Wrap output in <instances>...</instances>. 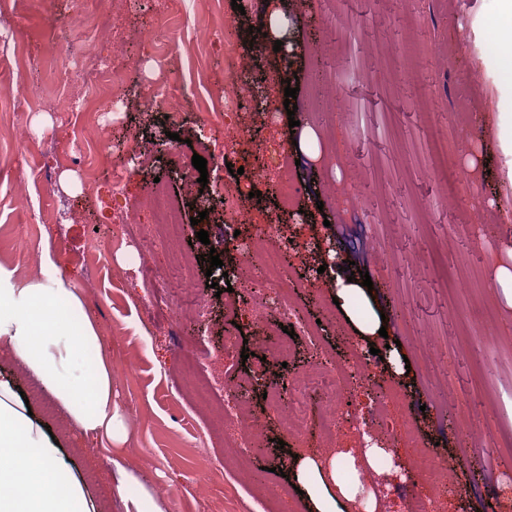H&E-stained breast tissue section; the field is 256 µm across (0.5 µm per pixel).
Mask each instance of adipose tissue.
Wrapping results in <instances>:
<instances>
[{
    "label": "adipose tissue",
    "mask_w": 512,
    "mask_h": 512,
    "mask_svg": "<svg viewBox=\"0 0 512 512\" xmlns=\"http://www.w3.org/2000/svg\"><path fill=\"white\" fill-rule=\"evenodd\" d=\"M43 276L18 279L0 265V344L9 368L0 369V512H93L86 488L36 416L30 415L14 380L23 368L84 435L121 444L127 439L118 405L112 400V367L97 325L81 294L49 255ZM334 299L361 337L377 336L380 315L359 280L337 276ZM381 450L341 451L322 459L303 456L293 471L312 512H349L362 486L345 480L349 462L373 466ZM112 494L119 512H164V501L139 471L117 464Z\"/></svg>",
    "instance_id": "ef3b65f1"
}]
</instances>
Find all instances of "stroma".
<instances>
[{
  "mask_svg": "<svg viewBox=\"0 0 512 512\" xmlns=\"http://www.w3.org/2000/svg\"><path fill=\"white\" fill-rule=\"evenodd\" d=\"M84 7L83 0H13L0 9V101L8 106L0 114V263L18 277L35 278L46 252L81 289L112 365L114 399L129 423L127 466L155 484L165 512H262L271 488L287 489L290 512H310L307 496L293 490L289 475L299 445L285 436L277 413L256 393L252 407L272 444L251 459V481H241V468L231 458L205 490L197 488L198 473L210 461L202 443L224 433L223 400L212 401L208 414L198 412L199 364L241 382L259 369L277 379L306 367L313 352L301 339L287 365L260 360L267 331L283 321L275 310L260 322L241 315L244 349L224 351V301L209 286L208 255L219 249L227 266L245 258L235 247L221 245L223 200L214 198L207 216H200L182 170L191 166L201 143L223 136L222 124H205L200 115L224 103L229 51L265 89L276 118L266 124L240 109L250 136L230 156V168L209 170L208 180L242 186L240 207L252 217L245 233L262 234L270 223L285 225L294 276L307 274L316 258L313 246L323 240L338 258L369 273L373 305L388 320L387 342L399 344L409 374L388 373L369 346H358L344 319L324 332L322 343L340 359L361 350L387 393L404 396L392 420L412 425L419 441L394 438L385 462L409 471L418 449H426L461 487L445 512H501L512 471L500 463L496 449L512 446V350L482 323L512 327V310L505 309L491 282L493 260L512 249V229L498 208L512 188L498 141L500 127L512 123V105L483 45L494 0H107L111 34L99 39L94 51L99 62L116 66L121 81L134 86L125 103L101 113L100 128L111 138L149 143L169 131L177 135L166 150L148 151L140 162L116 157V164L127 167L117 186L107 171L88 185V162L76 151L87 102L84 60L74 51L82 37L70 20ZM273 9L288 26V43L278 51L250 34ZM448 44L455 48L453 56L435 60V49ZM315 46L321 54H312ZM61 70L72 76L63 92L55 79ZM463 75L471 79L466 129L453 122ZM293 78L299 92L291 116L284 89ZM166 80L183 86V98L175 108L146 111L145 101ZM33 82L41 88L39 106L26 92ZM332 83L340 84L346 111L325 106L313 117V86ZM306 127L318 135V158L304 156L298 146ZM440 131L457 145L456 163L470 171V187L455 186L440 168L435 142ZM18 134L34 150L23 164L13 156ZM269 141L285 143L295 163L299 214L276 207L278 170L256 166L259 149ZM157 181L181 207L180 251L198 259L195 277L210 308L209 326L192 318L174 320L176 262L139 230L151 221L142 203ZM346 183L357 208L341 207L333 197ZM128 207L138 208L139 225L113 223V214ZM195 217L200 223L194 227ZM488 224L499 225V233L488 235ZM200 228L208 232V243L196 240ZM20 236L27 239L22 252L14 247ZM116 237L123 244L113 251L109 245ZM98 248L109 255L93 269L90 254ZM460 255L467 266L456 265ZM155 279L166 280L168 290L151 298L148 283ZM334 284L330 272L295 289V308L306 321H316L331 303ZM129 361L136 364L132 377L121 373ZM452 414L468 415V440L449 425ZM41 420L61 439L95 512H118L111 444L83 435L62 413Z\"/></svg>",
  "mask_w": 512,
  "mask_h": 512,
  "instance_id": "35a3bbf8",
  "label": "stroma"
}]
</instances>
